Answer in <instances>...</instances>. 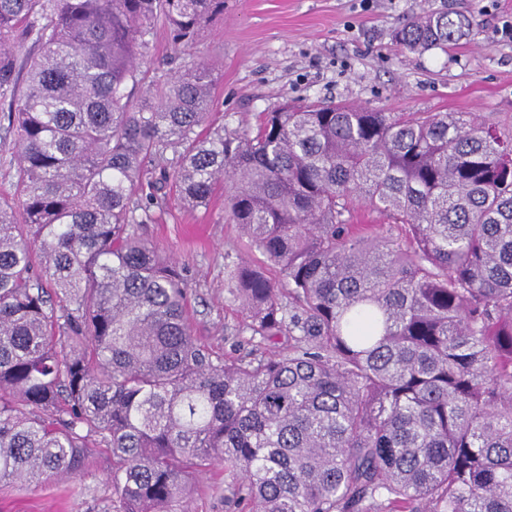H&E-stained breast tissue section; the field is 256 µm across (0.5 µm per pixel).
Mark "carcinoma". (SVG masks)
I'll return each mask as SVG.
<instances>
[{
  "label": "carcinoma",
  "instance_id": "cac0c4a2",
  "mask_svg": "<svg viewBox=\"0 0 512 512\" xmlns=\"http://www.w3.org/2000/svg\"><path fill=\"white\" fill-rule=\"evenodd\" d=\"M222 13L0 0L17 161L0 202V483L76 476L99 437L116 512H185L217 465L245 512H512V124L330 103L226 133L202 60L132 100L157 23L190 53ZM475 23L428 13L395 39L446 51ZM150 166L173 167L191 207L232 182L234 222L286 282L231 269L241 358L192 336L183 278L133 232L165 204L163 178L136 199ZM358 203L404 241L355 223ZM282 336L288 354L261 351Z\"/></svg>",
  "mask_w": 512,
  "mask_h": 512
}]
</instances>
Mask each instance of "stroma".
<instances>
[{
	"label": "stroma",
	"instance_id": "1",
	"mask_svg": "<svg viewBox=\"0 0 512 512\" xmlns=\"http://www.w3.org/2000/svg\"><path fill=\"white\" fill-rule=\"evenodd\" d=\"M475 15L478 23L448 50L408 51L392 32L436 12ZM512 0H224L193 56L217 75L212 110L228 131L256 130L284 104L335 102L384 112H480L512 121V42L500 34ZM188 56L155 29L140 62L134 96L178 71ZM135 230L174 259L187 285L194 336L230 358L252 348L241 305L224 285L236 264L264 266L233 223L224 197L188 208L168 193L163 210L137 212ZM271 279L274 267L264 266ZM112 451L92 445L80 475L42 485L0 486V512H111ZM222 467L192 482L189 512H239Z\"/></svg>",
	"mask_w": 512,
	"mask_h": 512
}]
</instances>
